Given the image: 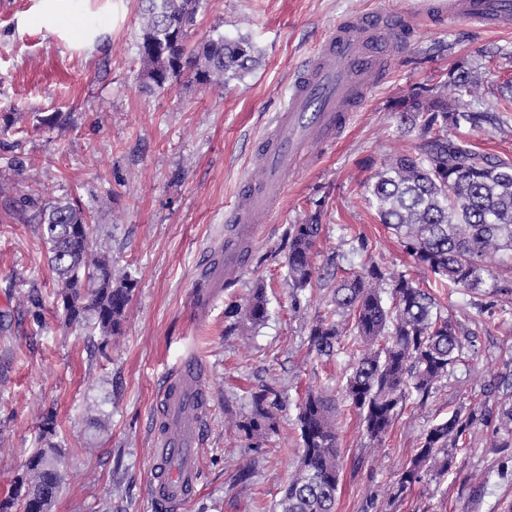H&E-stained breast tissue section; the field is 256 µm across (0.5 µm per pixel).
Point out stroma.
Instances as JSON below:
<instances>
[{"mask_svg": "<svg viewBox=\"0 0 512 512\" xmlns=\"http://www.w3.org/2000/svg\"><path fill=\"white\" fill-rule=\"evenodd\" d=\"M381 2L207 0L190 41L249 36L259 66L223 87L198 84L187 68L148 91L138 78L140 0H0V181L18 195L70 199L89 210L114 265L135 281L118 334L104 340L91 327L64 325L36 225L6 216L0 199V498L39 447L42 417L51 412L65 462L52 512H158L148 490L157 404L181 359L195 355L207 365L211 419L200 452L202 490L185 512H272L300 452L298 403L308 390L336 385L349 367L346 351L317 355L308 336L311 323L331 312L338 277L371 259L431 281L364 199L369 161L422 137L401 124L395 101L465 64L491 120L462 128L461 137L485 152L512 154V112L499 109L502 84L512 79V30L442 21L425 16L428 0H397L419 18L388 57L386 80L368 91L333 145L307 148L247 270L204 321L195 319L191 291L206 247L223 237L243 183L261 176L253 140L326 31ZM55 112L68 115L67 124H40ZM317 209L323 232L315 260L332 274L307 289L296 310L285 233ZM259 281L269 299L266 321L247 334L225 333L226 305ZM33 289L44 304L39 325L27 311ZM441 301L474 339L469 360L425 403L407 405L379 451L370 450L358 416L338 406L336 512H512V447H491L479 429L448 475L425 476L394 494L400 469L433 424L480 397L492 406L506 400L505 391L481 387L512 367V301L493 307L465 290ZM265 384L280 394L278 431L254 442L235 434L230 419L249 414L252 392ZM91 403L106 414L102 427L84 414ZM248 465L254 473L243 485L238 474Z\"/></svg>", "mask_w": 512, "mask_h": 512, "instance_id": "35a3bbf8", "label": "stroma"}]
</instances>
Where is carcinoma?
<instances>
[{
	"instance_id": "carcinoma-1",
	"label": "carcinoma",
	"mask_w": 512,
	"mask_h": 512,
	"mask_svg": "<svg viewBox=\"0 0 512 512\" xmlns=\"http://www.w3.org/2000/svg\"><path fill=\"white\" fill-rule=\"evenodd\" d=\"M203 2L141 0L137 47L142 86L161 89L190 67L198 83L223 87L252 70L258 49L245 36H219L186 47ZM479 86L472 71L459 64L444 81L399 98L394 110L400 122L420 128L424 138L415 149L394 152L378 165L365 185V198L415 265L431 274L434 288L479 291L488 286L492 297H511L512 275H499L496 267L512 262V158L450 137L453 130L480 128L487 121L486 113L475 108ZM13 207L32 212L38 224L65 322L90 323L104 338L118 333L133 279L112 266L106 243L94 237L89 213L70 201L32 194L13 200ZM322 231L317 213L288 227L286 266L296 310L300 295L324 279L314 262ZM331 302L335 310L312 322L309 341L318 355L330 357L343 336L354 337L350 373L339 394L377 447L409 397H429L462 361L464 344L433 288L420 287L405 271L369 262L336 282ZM267 314L266 291L259 284L244 301L227 305L226 328L254 330ZM278 407L277 390L264 385L252 393L250 414L233 420V427L250 440L264 439L277 432ZM296 422L301 453L276 512H335L340 468L334 390L309 392L298 405ZM479 425L492 437V447L512 446L497 442L503 432L512 436V406L493 408L479 400L457 408L423 435L398 474L399 490L430 472L449 473L455 465L452 449L467 447ZM55 434V417L49 413L40 427L44 446L15 476L11 492L0 500V512H51L63 484L52 465L59 450Z\"/></svg>"
}]
</instances>
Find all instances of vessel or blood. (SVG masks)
Here are the masks:
<instances>
[{
	"label": "vessel or blood",
	"mask_w": 512,
	"mask_h": 512,
	"mask_svg": "<svg viewBox=\"0 0 512 512\" xmlns=\"http://www.w3.org/2000/svg\"><path fill=\"white\" fill-rule=\"evenodd\" d=\"M436 14L491 28L512 26V0H436ZM414 27L412 15L393 8L350 15L340 20L296 71L291 90L254 156L265 171L260 184H246L227 218L223 241L208 252L193 293V312L203 318L225 282L233 280L249 258L258 226L280 202L284 186L309 142L327 144L345 129L366 90L384 73L389 47ZM206 366L185 358L170 374L153 430L154 459L150 493L165 512H183L196 497L200 472L196 456L210 417Z\"/></svg>",
	"instance_id": "vessel-or-blood-1"
}]
</instances>
